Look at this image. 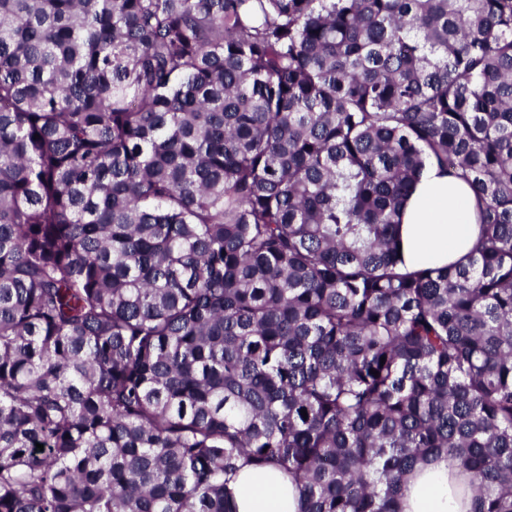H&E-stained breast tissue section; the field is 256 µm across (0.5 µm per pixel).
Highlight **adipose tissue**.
<instances>
[{
    "label": "adipose tissue",
    "mask_w": 512,
    "mask_h": 512,
    "mask_svg": "<svg viewBox=\"0 0 512 512\" xmlns=\"http://www.w3.org/2000/svg\"><path fill=\"white\" fill-rule=\"evenodd\" d=\"M477 202L469 185L429 163L401 212L399 233L406 266L442 267L470 250L478 233ZM465 474L437 458L404 485L402 512H470L472 493L458 492ZM231 488L237 512H299L300 490L277 468L244 467Z\"/></svg>",
    "instance_id": "ef3b65f1"
}]
</instances>
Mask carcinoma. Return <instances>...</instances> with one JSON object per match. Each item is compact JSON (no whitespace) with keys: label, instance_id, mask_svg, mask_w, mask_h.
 <instances>
[{"label":"carcinoma","instance_id":"1","mask_svg":"<svg viewBox=\"0 0 512 512\" xmlns=\"http://www.w3.org/2000/svg\"><path fill=\"white\" fill-rule=\"evenodd\" d=\"M432 158L479 231L409 270ZM436 457L512 512V0H0V512H401ZM231 488L237 512H299L300 490L277 468L245 466Z\"/></svg>","mask_w":512,"mask_h":512}]
</instances>
